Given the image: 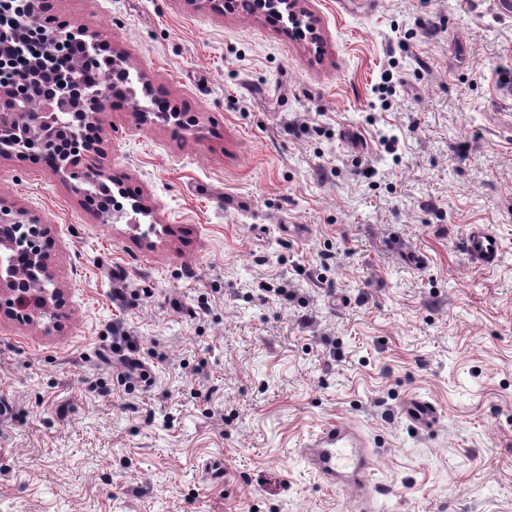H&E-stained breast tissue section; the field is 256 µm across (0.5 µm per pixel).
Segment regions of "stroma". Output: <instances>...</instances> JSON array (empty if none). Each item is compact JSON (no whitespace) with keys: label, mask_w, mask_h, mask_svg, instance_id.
<instances>
[{"label":"stroma","mask_w":512,"mask_h":512,"mask_svg":"<svg viewBox=\"0 0 512 512\" xmlns=\"http://www.w3.org/2000/svg\"><path fill=\"white\" fill-rule=\"evenodd\" d=\"M46 5L184 125L104 113L134 224L0 156L65 298L50 332L0 318V512H512V13L301 0L317 45L192 0ZM473 224L496 266L463 256ZM122 334L147 381L109 364ZM329 421L365 438L369 500L299 455ZM501 253L498 238L484 224L471 225L465 242L468 261L478 267H493ZM401 416L423 430L433 428L440 418L437 406L421 397L408 398L400 410Z\"/></svg>","instance_id":"1"}]
</instances>
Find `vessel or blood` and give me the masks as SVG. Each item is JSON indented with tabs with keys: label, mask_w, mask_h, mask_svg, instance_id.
Returning <instances> with one entry per match:
<instances>
[{
	"label": "vessel or blood",
	"mask_w": 512,
	"mask_h": 512,
	"mask_svg": "<svg viewBox=\"0 0 512 512\" xmlns=\"http://www.w3.org/2000/svg\"><path fill=\"white\" fill-rule=\"evenodd\" d=\"M501 253L498 238L483 224L471 225L465 254L475 266L493 267ZM401 416L415 427L433 428L440 418L437 406L424 398H408ZM301 454L310 469L329 488L362 495L367 486L368 452L363 438L343 423L324 426L304 443Z\"/></svg>",
	"instance_id": "1"
}]
</instances>
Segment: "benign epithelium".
<instances>
[{"instance_id": "7a95c632", "label": "benign epithelium", "mask_w": 512, "mask_h": 512, "mask_svg": "<svg viewBox=\"0 0 512 512\" xmlns=\"http://www.w3.org/2000/svg\"><path fill=\"white\" fill-rule=\"evenodd\" d=\"M296 0H251L252 11L277 13ZM31 13L23 7L9 15L10 33L0 30V64L15 59L30 64L21 83L0 80V153L7 145L21 146V152L36 149L41 155L54 152L59 138L78 144V154L68 162L56 161L74 179L98 188L110 178L104 163H92L100 156L94 137L99 115L112 106L111 91L82 83L75 73L93 71L99 64L98 36L91 33L90 49L66 71L56 67L55 54L44 51L31 59L28 31ZM171 114L164 104L139 107L135 113L139 126L168 122ZM0 302L39 323L47 310L60 305L61 292L48 288L55 280L50 255L42 250L44 224L35 216L0 208Z\"/></svg>"}]
</instances>
